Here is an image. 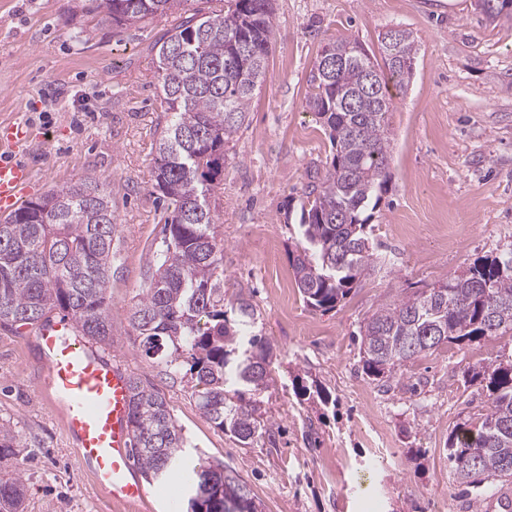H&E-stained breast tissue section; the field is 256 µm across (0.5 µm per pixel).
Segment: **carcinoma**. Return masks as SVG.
<instances>
[{
	"mask_svg": "<svg viewBox=\"0 0 512 512\" xmlns=\"http://www.w3.org/2000/svg\"><path fill=\"white\" fill-rule=\"evenodd\" d=\"M184 0H91L117 29L157 17L174 24L155 43L163 111L154 188L174 209L164 220L155 270L129 310L145 355L172 379L191 383V397L220 430L248 446L273 423L258 396L272 382L269 340L253 332L257 313L243 295H224V242L214 230L211 199L221 191L224 144L242 125L266 79L273 34L272 0H228L182 15ZM495 21L512 0H474ZM338 64L318 61L306 107L328 134L331 157L305 194L292 251L305 304L336 309L374 270L371 219L387 191L393 93L413 74L417 43L400 28L380 54L358 41L329 40ZM116 217L105 182L81 178L51 188L0 221V326L36 325L58 310L92 345L112 339L108 285ZM512 334V248L474 262L459 276L378 307L359 329L364 373L393 378L406 363L443 345ZM486 382V413L448 438L456 482L478 487L512 482V357L472 369ZM131 458L147 482L185 467L187 440L163 394L128 378ZM19 441L0 427V461ZM194 512H262L235 470L221 462L190 470ZM18 478L0 479V512H24Z\"/></svg>",
	"mask_w": 512,
	"mask_h": 512,
	"instance_id": "1",
	"label": "carcinoma"
}]
</instances>
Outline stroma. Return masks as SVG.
Instances as JSON below:
<instances>
[{
	"instance_id": "1",
	"label": "stroma",
	"mask_w": 512,
	"mask_h": 512,
	"mask_svg": "<svg viewBox=\"0 0 512 512\" xmlns=\"http://www.w3.org/2000/svg\"><path fill=\"white\" fill-rule=\"evenodd\" d=\"M268 76L224 147L216 233L224 291L244 294L274 348V386L261 398L275 445H241L198 410L186 384L147 358L128 311L161 245L156 142V18L113 29L82 0H0V125L34 126L31 197L85 177L106 180L117 219L108 293L112 340L101 354L165 395L187 438L188 464L221 461L263 512H512V484L474 491L448 467L451 433L483 412L470 366L512 354V337L450 344L380 387L362 372L359 327L382 304L460 275L512 246V19L489 21L473 0H273ZM389 27L413 32L414 75L395 96L390 181L372 218L377 267L336 309L307 307L290 271L299 203L330 155L305 106L322 46L349 37L377 48ZM31 326H0V426L20 442L24 512H172L155 498L131 505L97 490L41 386ZM308 387L309 399L294 390Z\"/></svg>"
}]
</instances>
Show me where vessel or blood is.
<instances>
[{
    "mask_svg": "<svg viewBox=\"0 0 512 512\" xmlns=\"http://www.w3.org/2000/svg\"><path fill=\"white\" fill-rule=\"evenodd\" d=\"M34 138L21 124L0 127L1 216L18 208L32 186L34 170L24 151ZM34 338L43 353L44 386L94 485L125 503L145 501L148 490L130 458L125 374L84 342L72 322L48 320L35 327Z\"/></svg>",
    "mask_w": 512,
    "mask_h": 512,
    "instance_id": "vessel-or-blood-1",
    "label": "vessel or blood"
}]
</instances>
